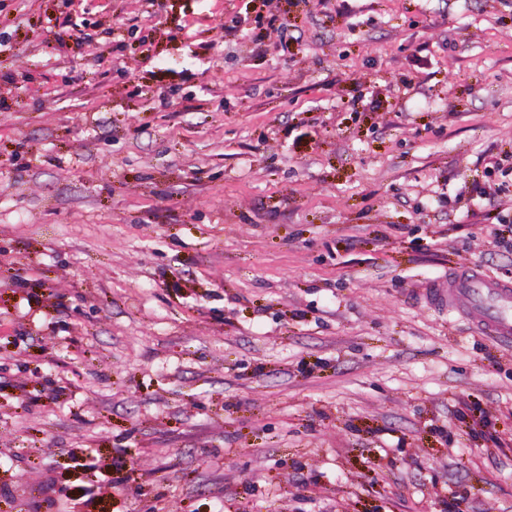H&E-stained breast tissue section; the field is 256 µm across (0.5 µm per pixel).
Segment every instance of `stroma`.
<instances>
[{
	"label": "stroma",
	"mask_w": 512,
	"mask_h": 512,
	"mask_svg": "<svg viewBox=\"0 0 512 512\" xmlns=\"http://www.w3.org/2000/svg\"><path fill=\"white\" fill-rule=\"evenodd\" d=\"M490 198L512 0H0V512H512ZM428 297L468 316L481 332L512 343V284L464 268L432 283Z\"/></svg>",
	"instance_id": "35a3bbf8"
}]
</instances>
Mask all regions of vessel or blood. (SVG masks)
<instances>
[{"instance_id": "vessel-or-blood-1", "label": "vessel or blood", "mask_w": 512, "mask_h": 512, "mask_svg": "<svg viewBox=\"0 0 512 512\" xmlns=\"http://www.w3.org/2000/svg\"><path fill=\"white\" fill-rule=\"evenodd\" d=\"M428 296L434 304L468 316L481 332L512 343V284L464 268L432 283Z\"/></svg>"}]
</instances>
